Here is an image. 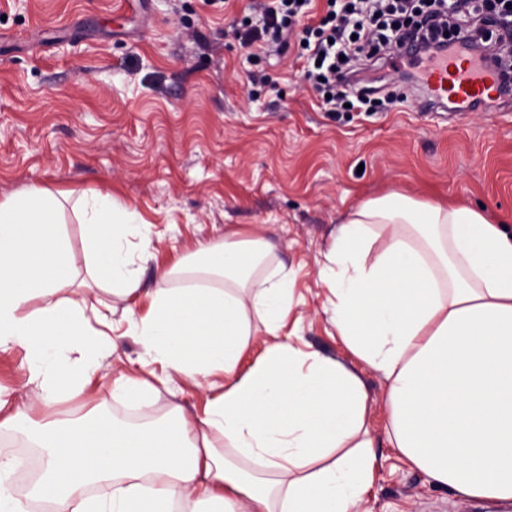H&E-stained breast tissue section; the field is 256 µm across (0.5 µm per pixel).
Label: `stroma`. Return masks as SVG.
Returning <instances> with one entry per match:
<instances>
[{
	"mask_svg": "<svg viewBox=\"0 0 512 512\" xmlns=\"http://www.w3.org/2000/svg\"><path fill=\"white\" fill-rule=\"evenodd\" d=\"M252 0H0V200L32 186L112 195L149 224L131 234L144 289L189 250L226 231L259 230L293 272L284 334L355 366L371 398L377 443L360 512H512L437 487L391 448L388 382L356 364L327 310L320 280L331 233L368 198L399 192L482 211L512 230V117L478 110L448 122L420 109L406 60L364 61L379 79L371 105L329 115L296 47L262 54L231 35L255 20ZM90 385L53 408L26 404L23 425L0 431L16 458L36 454L29 427L96 411L124 420L118 385L149 378L151 422H196L213 393L147 362L136 336L113 337Z\"/></svg>",
	"mask_w": 512,
	"mask_h": 512,
	"instance_id": "stroma-1",
	"label": "stroma"
}]
</instances>
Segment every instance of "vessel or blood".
Listing matches in <instances>:
<instances>
[{
  "label": "vessel or blood",
  "instance_id": "obj_1",
  "mask_svg": "<svg viewBox=\"0 0 512 512\" xmlns=\"http://www.w3.org/2000/svg\"><path fill=\"white\" fill-rule=\"evenodd\" d=\"M422 85L418 97L423 108H433L446 99L454 104L453 116L457 119L490 106L500 97L496 70L462 52L441 57L428 69Z\"/></svg>",
  "mask_w": 512,
  "mask_h": 512
}]
</instances>
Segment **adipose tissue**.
I'll return each mask as SVG.
<instances>
[{
    "label": "adipose tissue",
    "instance_id": "ef3b65f1",
    "mask_svg": "<svg viewBox=\"0 0 512 512\" xmlns=\"http://www.w3.org/2000/svg\"><path fill=\"white\" fill-rule=\"evenodd\" d=\"M68 205L106 298L72 287ZM126 214L108 195L37 186L0 201V350H25L29 396L53 407L97 374L113 299L136 295L147 311L129 328L146 356L221 393L195 431L181 417L146 432L93 417L34 436L47 458L31 495L56 512H174L194 499L220 512H354L374 462L369 395L354 368L282 340L293 280L264 235L196 249L223 287L143 293ZM321 278L345 346L388 381L392 447L438 487L512 500V235L471 208L391 192L350 210ZM260 333L264 353L241 371ZM104 479L111 493L88 495Z\"/></svg>",
    "mask_w": 512,
    "mask_h": 512
}]
</instances>
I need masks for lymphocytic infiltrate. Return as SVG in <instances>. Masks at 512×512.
<instances>
[{
  "label": "lymphocytic infiltrate",
  "instance_id": "lymphocytic-infiltrate-1",
  "mask_svg": "<svg viewBox=\"0 0 512 512\" xmlns=\"http://www.w3.org/2000/svg\"><path fill=\"white\" fill-rule=\"evenodd\" d=\"M313 0H257L261 24L238 32L242 45L261 44L280 51L297 41L304 51V78L321 96L325 111L345 104L366 103L367 91L356 78L362 59L390 50L392 42H411L410 65L447 53L455 44L486 46L495 42L493 56L504 87L512 89V26L503 25L490 37L485 21L470 16L459 21L423 9L413 0H326L324 15L312 14Z\"/></svg>",
  "mask_w": 512,
  "mask_h": 512
}]
</instances>
